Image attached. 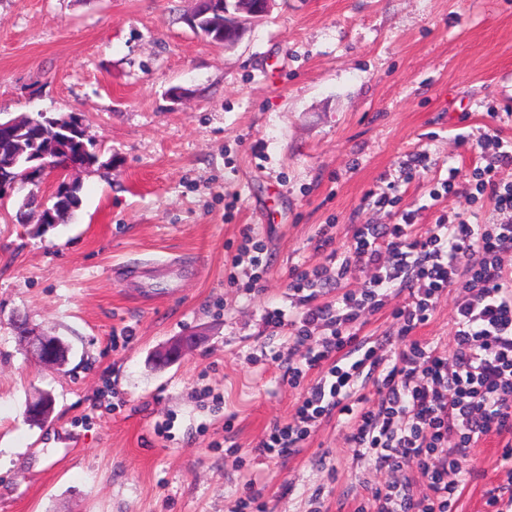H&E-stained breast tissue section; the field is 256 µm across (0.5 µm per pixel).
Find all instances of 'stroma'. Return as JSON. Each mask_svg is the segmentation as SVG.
<instances>
[{"mask_svg":"<svg viewBox=\"0 0 512 512\" xmlns=\"http://www.w3.org/2000/svg\"><path fill=\"white\" fill-rule=\"evenodd\" d=\"M193 7L0 0V114H79L112 160L79 173L69 223L0 205V512H237L252 492L265 512H309L318 492L323 512H356L383 476L347 425L323 422L288 457L253 452L300 396L289 331L265 313L288 308L293 269L325 264L323 228L345 251L352 225L405 208L423 228L504 219L472 173L481 133L512 139V0H275L231 48L186 23ZM413 154L427 169L410 177ZM246 227L267 249L254 291L231 263ZM458 297L418 331L446 351ZM21 321L70 343L63 369L24 354ZM180 336L197 342L157 368ZM39 390L54 398L42 426L25 418ZM499 454L493 439L472 449L457 512H487Z\"/></svg>","mask_w":512,"mask_h":512,"instance_id":"stroma-1","label":"stroma"}]
</instances>
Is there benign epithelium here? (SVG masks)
Masks as SVG:
<instances>
[{"label":"benign epithelium","mask_w":512,"mask_h":512,"mask_svg":"<svg viewBox=\"0 0 512 512\" xmlns=\"http://www.w3.org/2000/svg\"><path fill=\"white\" fill-rule=\"evenodd\" d=\"M274 0H195V10L187 19L188 25L194 27L198 19L209 13L224 14V33L216 44L226 48L236 45L243 37L246 24L258 20L270 13ZM88 164L79 154H74L51 140L36 152L31 159V165L22 171V175L3 183L0 188L11 195L28 185L29 181L43 180L52 177L56 181V190L63 191L74 181L72 173L86 171ZM24 336L20 337L27 352L35 356L42 364L62 368L66 361L60 359V354H68L70 346L59 336H44L30 328L23 329ZM192 343V339L181 337L162 351L160 362L173 361Z\"/></svg>","instance_id":"7a95c632"}]
</instances>
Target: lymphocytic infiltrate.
<instances>
[{
    "label": "lymphocytic infiltrate",
    "mask_w": 512,
    "mask_h": 512,
    "mask_svg": "<svg viewBox=\"0 0 512 512\" xmlns=\"http://www.w3.org/2000/svg\"><path fill=\"white\" fill-rule=\"evenodd\" d=\"M482 145L493 153L472 178L478 194L512 213V182L498 170L512 165V146L495 133ZM414 211L394 224H357L349 250L321 232L327 262L291 273L293 315L266 312V327H289L301 355L288 362V383L303 386L289 421L273 424L256 446L267 459L299 452L323 421L346 417L354 455L373 463L384 482L357 512H455L461 486L474 473L470 451L503 439L498 484L487 495L490 512H512V221L472 224L461 216L419 229ZM371 270L360 292L319 302L317 290L343 280L352 267ZM408 302L393 310L400 341L393 348L366 345L358 335L363 315L384 308L392 288ZM460 290L451 351L416 337L440 297ZM380 394L363 395L365 380ZM427 491L417 494L415 480Z\"/></svg>",
    "instance_id": "lymphocytic-infiltrate-1"
}]
</instances>
